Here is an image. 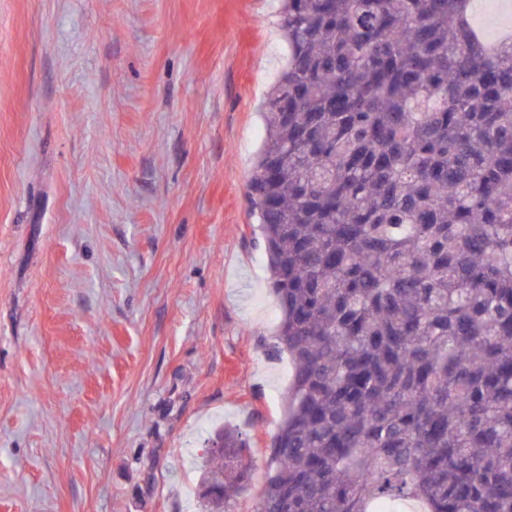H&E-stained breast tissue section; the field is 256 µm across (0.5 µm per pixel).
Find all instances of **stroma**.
<instances>
[{"mask_svg": "<svg viewBox=\"0 0 512 512\" xmlns=\"http://www.w3.org/2000/svg\"><path fill=\"white\" fill-rule=\"evenodd\" d=\"M277 0H0V512H252L292 379L246 183ZM219 436H224V444L222 442L211 443L210 447L214 452L210 447L205 451V476L199 491L201 506L205 509L202 512H220V509L224 508L226 498L244 495L249 490L252 481L251 465L244 463V451L249 448L246 434L237 429L223 426L215 432L214 438ZM214 438H209L208 442ZM224 448H237L235 456L232 458L225 456ZM223 474L224 496H214L208 491H203L207 476L212 475L217 479Z\"/></svg>", "mask_w": 512, "mask_h": 512, "instance_id": "obj_1", "label": "stroma"}]
</instances>
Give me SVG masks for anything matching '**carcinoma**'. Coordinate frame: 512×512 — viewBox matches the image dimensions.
<instances>
[{"label": "carcinoma", "instance_id": "carcinoma-1", "mask_svg": "<svg viewBox=\"0 0 512 512\" xmlns=\"http://www.w3.org/2000/svg\"><path fill=\"white\" fill-rule=\"evenodd\" d=\"M474 0H281L247 187L293 364L254 512H512V35ZM207 449L220 512L252 481Z\"/></svg>", "mask_w": 512, "mask_h": 512}]
</instances>
